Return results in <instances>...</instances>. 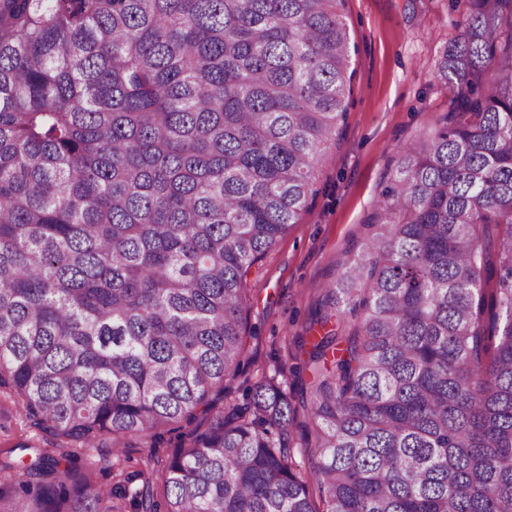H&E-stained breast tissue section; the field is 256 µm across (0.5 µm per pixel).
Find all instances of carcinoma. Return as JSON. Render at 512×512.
Returning <instances> with one entry per match:
<instances>
[{
    "label": "carcinoma",
    "mask_w": 512,
    "mask_h": 512,
    "mask_svg": "<svg viewBox=\"0 0 512 512\" xmlns=\"http://www.w3.org/2000/svg\"><path fill=\"white\" fill-rule=\"evenodd\" d=\"M345 2L0 0V392L59 448L0 461V512H100L73 444L181 423L165 512H512V0H471L443 124L324 289L317 324L360 318L309 353L310 473L279 369L217 409L347 112Z\"/></svg>",
    "instance_id": "cac0c4a2"
}]
</instances>
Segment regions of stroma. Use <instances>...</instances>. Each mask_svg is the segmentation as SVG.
<instances>
[{"label":"stroma","mask_w":512,"mask_h":512,"mask_svg":"<svg viewBox=\"0 0 512 512\" xmlns=\"http://www.w3.org/2000/svg\"><path fill=\"white\" fill-rule=\"evenodd\" d=\"M468 9V0H346L344 20L354 76L348 111L324 155L308 212L253 269L245 341V377L236 380L227 403L241 400L246 381L281 369L300 405L288 429L292 460L310 471L315 461L305 407L312 390L308 343L319 335L323 287L334 280L349 250L365 239L366 221L389 184L400 146L441 124L449 110L448 89L435 63ZM177 433L162 441L133 439L121 456L89 450L73 465L94 466L104 488L165 457ZM55 453L52 436L34 428L18 400L0 393V459L17 461L21 444Z\"/></svg>","instance_id":"obj_1"}]
</instances>
